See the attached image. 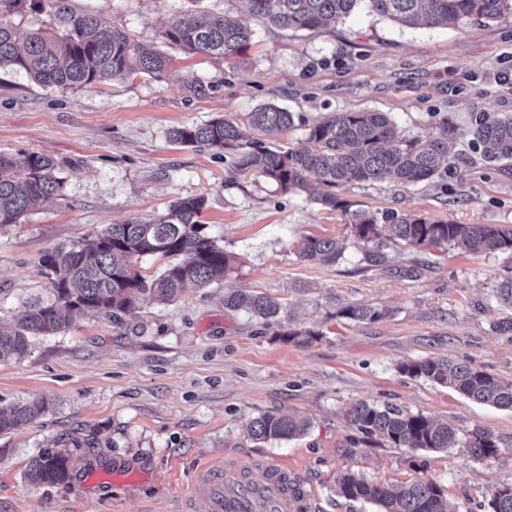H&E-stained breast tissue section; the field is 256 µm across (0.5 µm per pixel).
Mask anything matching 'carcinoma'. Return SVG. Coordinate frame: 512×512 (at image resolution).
<instances>
[{"label":"carcinoma","mask_w":512,"mask_h":512,"mask_svg":"<svg viewBox=\"0 0 512 512\" xmlns=\"http://www.w3.org/2000/svg\"><path fill=\"white\" fill-rule=\"evenodd\" d=\"M366 2L380 17L400 29L460 27L473 19L498 20L512 15V0H236L239 18L195 11L161 30L164 44L187 53L233 59L253 37L251 19L287 30L319 32L349 17ZM27 0H0V66H12L32 80L63 89H78L108 80L145 74L160 79L168 57L139 43L122 27L95 14L72 10L70 0H47L46 6L61 30L36 29L24 36L12 16ZM294 128V115L274 104L257 107L242 121L214 118L194 126L171 129L170 140L187 147H208L231 155L234 174L252 175L274 184L284 194L316 184L315 201L325 209L341 210L350 236L360 248L357 261L363 271L390 263L387 248L415 254L454 248L458 254L512 255V228L498 224H455L433 221L409 211L354 209L341 192L354 186L394 184L427 185L448 170V143L466 138L485 161L512 170V116L477 114L460 131L446 121L432 131L409 136L385 112H328L306 126L303 143L285 148L267 145L261 136ZM49 156L29 153L22 159L0 154V226L16 224L40 201L65 199L64 179ZM203 198L186 196L150 220L132 219L106 224L95 235L59 247L47 255L50 287L31 299L15 323L0 327V360L21 359L30 339L60 333L90 312L117 317L142 302L169 303L181 298L189 286L207 288L220 283L235 257L207 232L200 221ZM346 246L332 237L307 235L297 243L304 260L334 265ZM155 257L165 261L149 278L135 267L136 260ZM495 297L512 308V266L498 276ZM283 301L254 290L224 293V309L242 311L266 327L281 326ZM388 310L374 304H348L335 317L355 323H376ZM403 373L446 384L466 400L512 410V381H504L468 362L426 358L401 366ZM48 409L36 398L0 406V433L29 425ZM351 426L368 438L378 437L395 448L446 450L460 448L473 459L497 454L494 436L474 429L466 439L447 423L398 408L384 410L360 401L348 412ZM305 421L293 415L266 413L250 423V436L258 441L290 440L303 435ZM68 450L37 455L28 477L34 483L69 480ZM336 492L350 500H365L382 512H450L443 489L432 480L416 479L395 488L346 471L336 476ZM484 512H512V485L493 488Z\"/></svg>","instance_id":"1"}]
</instances>
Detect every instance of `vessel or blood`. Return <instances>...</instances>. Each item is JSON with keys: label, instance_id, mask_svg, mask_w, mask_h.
Wrapping results in <instances>:
<instances>
[{"label": "vessel or blood", "instance_id": "vessel-or-blood-1", "mask_svg": "<svg viewBox=\"0 0 512 512\" xmlns=\"http://www.w3.org/2000/svg\"><path fill=\"white\" fill-rule=\"evenodd\" d=\"M250 470L244 463L210 465L208 480L189 491V512H314L310 495L289 479L286 464L267 465L260 481Z\"/></svg>", "mask_w": 512, "mask_h": 512}]
</instances>
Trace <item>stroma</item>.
Here are the masks:
<instances>
[{
    "label": "stroma",
    "mask_w": 512,
    "mask_h": 512,
    "mask_svg": "<svg viewBox=\"0 0 512 512\" xmlns=\"http://www.w3.org/2000/svg\"><path fill=\"white\" fill-rule=\"evenodd\" d=\"M71 5L170 61L158 80L138 74L74 90L0 67V153L50 156L65 179L63 200L0 226V326L47 288L42 261L56 248L106 224L151 219L189 195L205 199L202 222L237 262L223 284L141 303L117 321L86 314L58 335L32 338L23 358L0 361V405L49 403L34 423L0 434V512H181L205 465L239 461L257 478L267 464H287L314 492L315 512H381L336 494L346 470L391 484L431 479L453 512H480L487 488L512 484V411L400 367L447 356L512 379V333L495 328L512 309L493 295L512 256L436 250L417 279L300 259L293 244L301 236L347 239L341 211L248 176L227 183L229 154L175 145L169 132L218 116L241 120L266 103L311 121L385 112L410 134L448 118L465 128L477 112L510 115L512 93L496 76L512 69V15L403 31L362 7L316 33L257 26L241 55L222 61L164 46L162 28L188 0ZM452 151L436 185L353 187L342 196L455 224L512 226V171L485 163L466 141ZM228 288L282 299L290 328L313 338L289 341L225 311ZM353 303L382 304L392 315L372 324L336 318ZM362 400L430 416L462 438L484 429L500 450L474 460L455 448L412 451L364 438L346 418ZM268 411L309 427L292 440H252L250 421ZM48 448L72 452L67 483L29 480L31 460Z\"/></svg>",
    "instance_id": "obj_1"
}]
</instances>
